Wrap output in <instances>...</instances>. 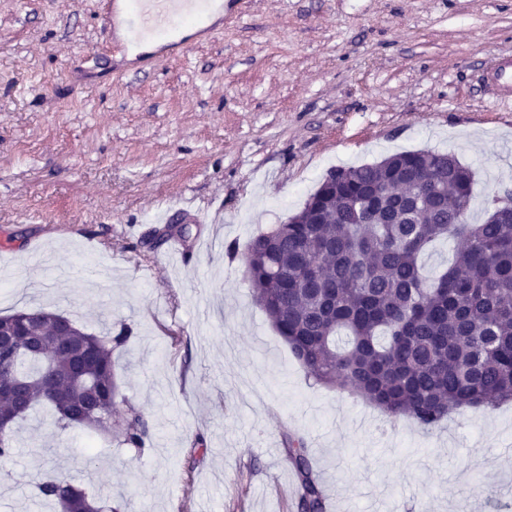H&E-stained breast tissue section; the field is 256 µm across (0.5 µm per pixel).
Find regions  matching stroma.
Instances as JSON below:
<instances>
[{"label": "stroma", "mask_w": 512, "mask_h": 512, "mask_svg": "<svg viewBox=\"0 0 512 512\" xmlns=\"http://www.w3.org/2000/svg\"><path fill=\"white\" fill-rule=\"evenodd\" d=\"M101 7L0 0V313L130 327L114 416L144 412L150 435L136 449L61 433L41 410L0 460V512H55L40 476L113 512H298V432L335 488L329 512H512V404L428 430L314 383L226 252L332 168L397 151L453 152L470 219H486L512 189V102L481 86L512 56V0H248L185 61L119 57L88 79ZM180 196L196 207L172 260L150 233ZM214 234L223 249H204Z\"/></svg>", "instance_id": "obj_1"}]
</instances>
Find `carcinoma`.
Instances as JSON below:
<instances>
[{"instance_id": "obj_1", "label": "carcinoma", "mask_w": 512, "mask_h": 512, "mask_svg": "<svg viewBox=\"0 0 512 512\" xmlns=\"http://www.w3.org/2000/svg\"><path fill=\"white\" fill-rule=\"evenodd\" d=\"M334 172L336 186L312 194L317 210L273 225L244 252L255 303L307 375L428 428L451 413L511 401L512 211L471 222L473 175L451 152L404 151ZM450 239L459 245L451 263L424 275L427 251ZM74 333V343L92 346L78 376L69 357L45 365L27 336L0 361V375L25 380L28 403L3 429L1 459L15 454L16 427L38 407L51 410L62 431L81 425L144 447V413L112 420L121 403L112 352L128 336ZM287 460L298 512H326L305 435L288 437ZM35 493L68 512H102L66 480H40Z\"/></svg>"}]
</instances>
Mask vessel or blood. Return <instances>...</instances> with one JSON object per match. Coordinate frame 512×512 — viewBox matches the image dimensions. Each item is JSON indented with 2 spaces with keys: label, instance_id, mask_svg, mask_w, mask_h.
<instances>
[{
  "label": "vessel or blood",
  "instance_id": "1",
  "mask_svg": "<svg viewBox=\"0 0 512 512\" xmlns=\"http://www.w3.org/2000/svg\"><path fill=\"white\" fill-rule=\"evenodd\" d=\"M245 0H106L103 31L112 51H127L145 41L177 60L200 38L218 33L223 14H238Z\"/></svg>",
  "mask_w": 512,
  "mask_h": 512
}]
</instances>
